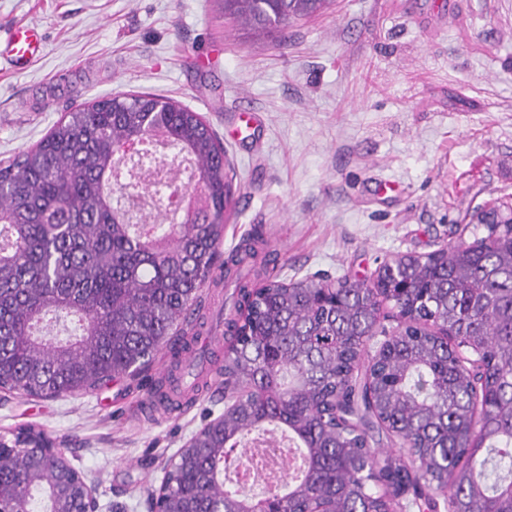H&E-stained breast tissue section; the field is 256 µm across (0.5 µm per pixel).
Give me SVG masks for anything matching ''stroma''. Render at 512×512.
<instances>
[{"label": "stroma", "instance_id": "1", "mask_svg": "<svg viewBox=\"0 0 512 512\" xmlns=\"http://www.w3.org/2000/svg\"><path fill=\"white\" fill-rule=\"evenodd\" d=\"M39 29L43 57L0 58V161L66 112L146 92L199 113L259 114L226 143L238 203L223 254L262 226L281 278L372 279L383 261L452 241L478 206L512 198V0H334L272 32L222 0H0V37ZM223 353L193 342L146 377L50 399L0 390V435L33 426L113 504L147 512L180 448L224 411ZM200 379L193 404L138 412L164 378Z\"/></svg>", "mask_w": 512, "mask_h": 512}]
</instances>
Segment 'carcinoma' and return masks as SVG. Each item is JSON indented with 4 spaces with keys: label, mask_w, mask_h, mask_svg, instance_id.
<instances>
[{
    "label": "carcinoma",
    "mask_w": 512,
    "mask_h": 512,
    "mask_svg": "<svg viewBox=\"0 0 512 512\" xmlns=\"http://www.w3.org/2000/svg\"><path fill=\"white\" fill-rule=\"evenodd\" d=\"M327 4L224 0V13L264 31ZM153 131L201 183L179 224L164 210L133 224L111 204L115 157ZM230 172L210 124L150 94L81 105L0 164V389L54 397L148 371L219 268ZM483 229L384 262L373 285L238 283L224 322L227 409L182 448L156 512H394L410 489L435 509L449 486L464 512H512V223ZM260 245L257 229L232 264ZM69 320L79 333L44 331ZM269 425L303 448L302 476L286 473L259 499L224 489L226 458ZM382 434L409 448L412 465L382 456ZM43 440L32 428L0 435V512L21 496L28 512H82L76 492L53 498L64 463L34 460Z\"/></svg>",
    "instance_id": "obj_1"
}]
</instances>
